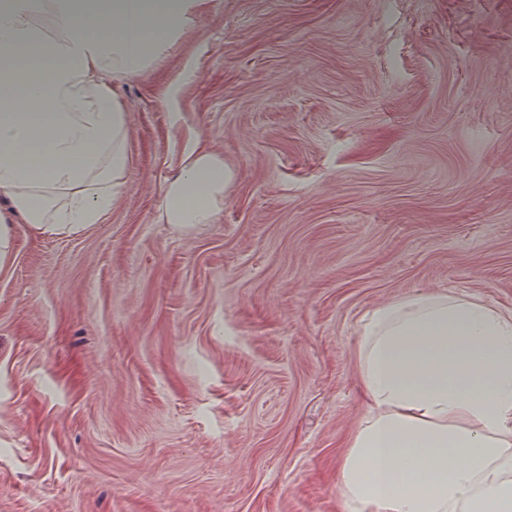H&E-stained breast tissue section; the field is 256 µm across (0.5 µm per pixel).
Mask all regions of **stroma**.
<instances>
[{"instance_id": "stroma-1", "label": "stroma", "mask_w": 512, "mask_h": 512, "mask_svg": "<svg viewBox=\"0 0 512 512\" xmlns=\"http://www.w3.org/2000/svg\"><path fill=\"white\" fill-rule=\"evenodd\" d=\"M122 97L111 214L0 271V512H344L363 315L512 310V0H208ZM199 143L235 179L176 232ZM233 179L222 154L210 147L192 150L165 184L160 222L177 231L211 224L224 207Z\"/></svg>"}]
</instances>
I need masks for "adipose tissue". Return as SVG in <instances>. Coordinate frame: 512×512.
I'll list each match as a JSON object with an SVG mask.
<instances>
[{
  "label": "adipose tissue",
  "mask_w": 512,
  "mask_h": 512,
  "mask_svg": "<svg viewBox=\"0 0 512 512\" xmlns=\"http://www.w3.org/2000/svg\"><path fill=\"white\" fill-rule=\"evenodd\" d=\"M206 0H0V270L15 223L45 237L103 223L130 132L118 88L162 61ZM234 173L192 150L161 223H212ZM365 411L339 466L347 512H512V310L424 291L368 311Z\"/></svg>",
  "instance_id": "ef3b65f1"
}]
</instances>
